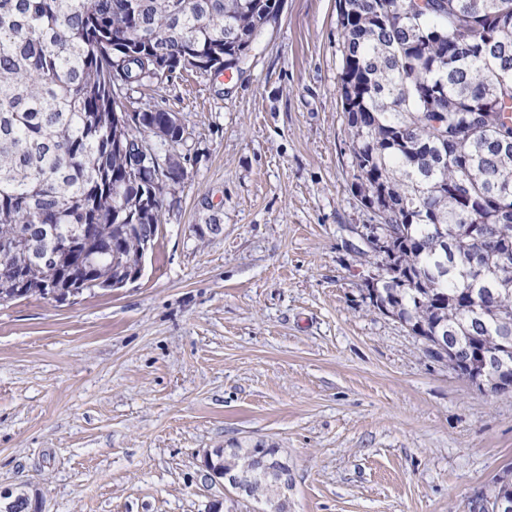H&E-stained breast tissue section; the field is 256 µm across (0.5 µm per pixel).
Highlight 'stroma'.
Listing matches in <instances>:
<instances>
[{
  "instance_id": "obj_1",
  "label": "stroma",
  "mask_w": 512,
  "mask_h": 512,
  "mask_svg": "<svg viewBox=\"0 0 512 512\" xmlns=\"http://www.w3.org/2000/svg\"><path fill=\"white\" fill-rule=\"evenodd\" d=\"M341 69L336 0H284L241 70L156 90L190 136L140 277L0 305V491L255 512L202 461L261 442L288 462L289 512H469L512 468V392L363 301Z\"/></svg>"
}]
</instances>
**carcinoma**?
<instances>
[{
	"mask_svg": "<svg viewBox=\"0 0 512 512\" xmlns=\"http://www.w3.org/2000/svg\"><path fill=\"white\" fill-rule=\"evenodd\" d=\"M282 0H0V299L103 289L160 230L167 183L132 169L112 113L170 168L185 125L131 93L240 64ZM352 184L392 254L357 250L368 307L466 381L512 377V0H337ZM57 261L45 254L56 251ZM481 255L482 277L468 272Z\"/></svg>",
	"mask_w": 512,
	"mask_h": 512,
	"instance_id": "carcinoma-1",
	"label": "carcinoma"
}]
</instances>
